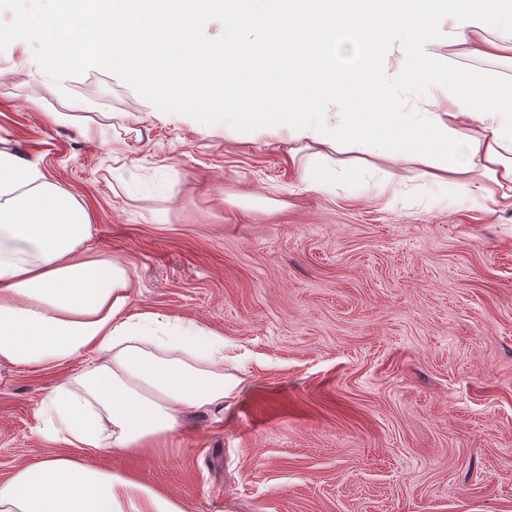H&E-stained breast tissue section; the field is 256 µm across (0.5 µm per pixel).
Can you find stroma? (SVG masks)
Wrapping results in <instances>:
<instances>
[{
    "mask_svg": "<svg viewBox=\"0 0 512 512\" xmlns=\"http://www.w3.org/2000/svg\"><path fill=\"white\" fill-rule=\"evenodd\" d=\"M18 9L0 0V137L84 203L131 312L223 337L240 381L170 447L104 465L189 512H512V213L384 154L308 189L286 132L204 123L118 66L44 79L40 42L6 35ZM432 95L405 63L387 109ZM59 377H0V481L71 453L36 415Z\"/></svg>",
    "mask_w": 512,
    "mask_h": 512,
    "instance_id": "35a3bbf8",
    "label": "stroma"
}]
</instances>
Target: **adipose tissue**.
Segmentation results:
<instances>
[{
  "mask_svg": "<svg viewBox=\"0 0 512 512\" xmlns=\"http://www.w3.org/2000/svg\"><path fill=\"white\" fill-rule=\"evenodd\" d=\"M216 10L243 32L264 22V52L287 55L293 68L275 78L288 89L289 111L228 112L225 125L287 131L308 189L323 186L308 177L310 163L378 150L512 212V77L479 81L433 52L444 44L512 62V0H136L116 17L105 0H46L20 12L11 36L37 37L54 77L117 64L133 74L186 73L188 99L206 110L217 105L213 84L236 90L245 80L232 68L196 78L199 60L227 49L196 36ZM398 53L412 59L419 82L443 90L446 108L385 111ZM329 100L335 111H323ZM91 237L85 205L0 137V373L61 370L48 396L58 425L45 440L141 458L158 451L182 415L223 402L236 383L224 373L223 338L192 321L131 312L128 266L87 258ZM79 357L83 367L69 372ZM0 512L188 508L132 472L43 455L0 481Z\"/></svg>",
  "mask_w": 512,
  "mask_h": 512,
  "instance_id": "ef3b65f1",
  "label": "adipose tissue"
}]
</instances>
